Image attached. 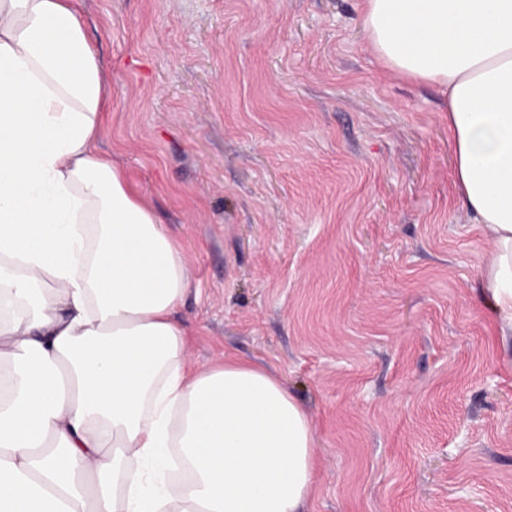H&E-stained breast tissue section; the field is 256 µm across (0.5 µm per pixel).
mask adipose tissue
I'll use <instances>...</instances> for the list:
<instances>
[{
    "label": "adipose tissue",
    "instance_id": "adipose-tissue-1",
    "mask_svg": "<svg viewBox=\"0 0 512 512\" xmlns=\"http://www.w3.org/2000/svg\"><path fill=\"white\" fill-rule=\"evenodd\" d=\"M78 0H0V512H301L315 435L269 370L190 371L185 259L99 153ZM382 64L446 98L456 187L512 326V0H364Z\"/></svg>",
    "mask_w": 512,
    "mask_h": 512
}]
</instances>
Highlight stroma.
<instances>
[{"label": "stroma", "instance_id": "obj_1", "mask_svg": "<svg viewBox=\"0 0 512 512\" xmlns=\"http://www.w3.org/2000/svg\"><path fill=\"white\" fill-rule=\"evenodd\" d=\"M102 148L179 240L203 370L308 413L306 512H512V330L454 181L444 98L374 54L363 0H82Z\"/></svg>", "mask_w": 512, "mask_h": 512}]
</instances>
